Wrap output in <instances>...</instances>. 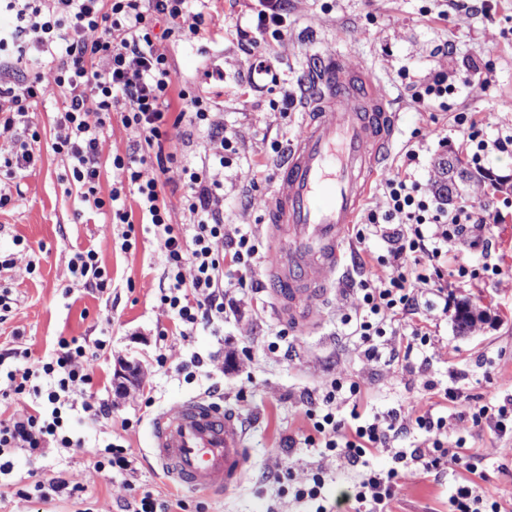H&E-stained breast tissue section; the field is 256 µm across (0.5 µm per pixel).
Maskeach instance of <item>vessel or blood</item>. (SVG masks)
<instances>
[{
    "mask_svg": "<svg viewBox=\"0 0 512 512\" xmlns=\"http://www.w3.org/2000/svg\"><path fill=\"white\" fill-rule=\"evenodd\" d=\"M318 64L321 84L278 164L268 208L273 246L266 277L279 317L299 332L314 325L336 283L346 233L398 131L397 114L364 65L338 54ZM148 453L166 477L205 494L240 486L251 462L233 415L204 396L151 416Z\"/></svg>",
    "mask_w": 512,
    "mask_h": 512,
    "instance_id": "b4317fda",
    "label": "vessel or blood"
}]
</instances>
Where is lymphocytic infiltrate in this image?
Returning <instances> with one entry per match:
<instances>
[{
	"instance_id": "lymphocytic-infiltrate-1",
	"label": "lymphocytic infiltrate",
	"mask_w": 512,
	"mask_h": 512,
	"mask_svg": "<svg viewBox=\"0 0 512 512\" xmlns=\"http://www.w3.org/2000/svg\"><path fill=\"white\" fill-rule=\"evenodd\" d=\"M209 0H0V15L10 23L0 25V129L27 124L36 99L52 88L65 92V106L57 120L52 148L63 155L74 184L81 190L84 206L110 214L116 224L153 225L160 257L169 278L160 303L173 319V333L186 337L199 326L224 318L225 274H233L239 286L251 280L258 247L245 234L226 238L224 213L218 209L219 182L211 179L214 162L224 159L233 140L224 130V119L214 112L211 98L188 85L177 84L165 42L194 43L206 35ZM191 25H184L185 17ZM288 28V0H260L254 28L238 29L239 42L250 44L259 35H283ZM38 52L54 74L53 85L42 75L19 76L17 64L30 52ZM136 134L131 153L115 155L114 168L124 178L101 195V158L105 127L112 112ZM457 125L474 164L490 151L512 152V134L485 137L476 122L461 114ZM188 127L221 145L219 152L204 154L196 164L178 160L175 140ZM155 177L144 178V168ZM177 178H170V171ZM181 189L186 226L169 221L166 189ZM134 194L139 214L126 210L124 197ZM386 208L370 211L356 225L355 237H372L387 243L380 264L390 266V277L362 280L356 286L359 311L354 333L368 358L379 357L378 338L386 334L388 318L404 321L405 343L399 344L404 363L430 342L427 326L414 322L425 294L443 292L442 260L448 246L468 241L481 263L461 266L459 277L477 280L502 275L500 265L490 263L486 245L492 225L503 223L500 210L470 200L445 207L436 196L421 193L417 183L393 176L385 181ZM106 347L105 341L87 344L79 339H60L44 359L31 367H17L28 349L0 351V371L6 386L0 396L13 398L14 408L0 420V474L9 473L11 456L22 450L41 455L47 448H70L74 441L67 430L72 411L82 409L96 422L110 420L104 401L75 402L76 393L92 381V365ZM347 394L352 409L339 413L338 398ZM363 389L359 382L338 379L324 393L308 397L305 415L311 424L304 438L307 447L320 453L340 455L357 470L359 479L343 493L354 502L355 512H389L413 471L437 477L461 469L467 477L450 496V512H503L499 502L488 500L479 485L484 473L477 456L465 453L464 440L448 438L444 417L421 409L419 401L394 409L381 418L366 419L360 410ZM443 400L462 403L459 419L472 428L502 438L512 436V397L491 403L479 397L462 398L457 389L441 391ZM422 441L412 448L403 442L412 432ZM387 452L390 468H371L376 453Z\"/></svg>"
}]
</instances>
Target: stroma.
I'll return each instance as SVG.
<instances>
[{
  "label": "stroma",
  "instance_id": "obj_1",
  "mask_svg": "<svg viewBox=\"0 0 512 512\" xmlns=\"http://www.w3.org/2000/svg\"><path fill=\"white\" fill-rule=\"evenodd\" d=\"M488 15L459 21L450 0H288V30L279 40H260L255 53L276 58L269 75L251 76L248 57L235 37L237 27L256 23V0H214L211 15L224 29L223 40L195 44L171 42L167 52L177 83L207 89L206 74H224L219 110L233 135L234 148L223 152V165L210 176L223 186L219 206L226 233L248 234L260 251L269 248L267 207L277 164L302 123L301 98L313 86L317 56L340 52L347 60L364 64L385 91L398 115L393 153L373 182L365 210L385 208L384 183L394 175L407 176L430 187L438 156H466L455 117H472L488 138L512 129V0H487ZM453 44V55L441 54ZM480 67L488 87L463 86L469 67ZM447 75L456 90L447 100L416 106L412 85ZM290 88L297 105L284 108L283 88ZM62 92L38 100L29 120L40 134L41 162L12 189L11 205L0 210V253L12 255L10 269H0V290L9 289L12 309L0 321V348L25 347L28 364H35L60 338L87 343L104 340L107 347L94 365L92 393L107 400L117 427L107 429L91 421H73L74 437L84 445L71 450L47 449L35 458L23 451L12 457L10 474L0 475V512H119L115 489L120 474L98 468L91 450L117 440L129 446L137 469L129 480L133 497L151 492L160 500H181L187 512H308L296 501L289 482H302L315 471L326 475L324 493L334 497L358 479L348 462L306 447L309 430L303 403L307 394H321L335 378H351L365 389L367 416H383L425 392V383L441 390L449 386L483 400L512 395V193L487 185H472L463 195L472 201L506 207L505 223L493 230L492 257L502 276L479 281L458 278L456 266L470 262L467 242L452 245V271L445 277L456 301H469L487 310L486 324L460 335L454 315L432 310L424 317L430 342L422 350L425 366L405 369L385 359L364 356L354 334V282L387 277L392 269L378 264L386 254L383 241L349 239L344 265L348 277L322 307L317 328L295 333L275 315L268 282L255 270L259 290L232 287L224 320L198 327L186 337L160 340L172 321L162 312L158 296L165 287L154 228L135 225L137 244L122 247V225L103 231L105 215L85 209L76 186L68 179L65 159L54 153V124L64 107ZM135 139L120 117L106 127L101 190L109 192L123 178L112 166V155L125 154ZM418 159L408 163V151ZM94 248L111 277L103 293L75 285L68 264L76 251ZM170 359L158 366L160 346ZM205 360L192 366V356ZM124 362L143 367L141 382L130 395H118L112 385L115 368ZM215 390L225 408L242 417L246 442L252 450L244 484L227 494H192L169 482L146 451L147 424L153 409L182 398ZM152 393L153 407H145L144 393ZM437 413L448 421L450 438L462 437L483 461L484 495L502 505L512 504V442L490 433L478 434L458 419L455 406L432 397ZM131 428L121 429L120 420ZM62 476L69 490L20 496L23 487L52 476ZM455 475L445 484L417 473L407 478L392 512H448Z\"/></svg>",
  "mask_w": 512,
  "mask_h": 512
}]
</instances>
